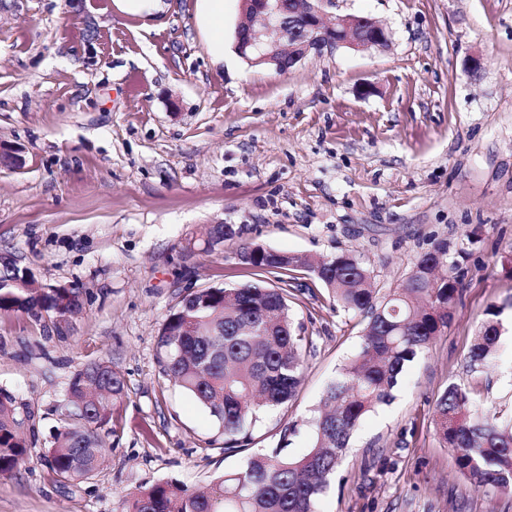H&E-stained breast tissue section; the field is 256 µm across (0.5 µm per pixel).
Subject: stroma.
I'll return each mask as SVG.
<instances>
[{"label": "stroma", "instance_id": "obj_1", "mask_svg": "<svg viewBox=\"0 0 512 512\" xmlns=\"http://www.w3.org/2000/svg\"><path fill=\"white\" fill-rule=\"evenodd\" d=\"M241 0H224L215 62L202 0H160L148 17L112 0H0V253L38 282L82 293L66 324L0 312V389L26 422L28 459L0 475V512H123L161 481L206 485L242 470L219 425L158 362L159 330L186 287L253 281L236 256L258 244L309 260L360 256L396 287L416 256L446 246L464 271L452 318L406 369L394 401L363 419L319 512H512V491L475 490L435 430L438 397L465 387L512 417V0H334L371 17L388 47L312 55L279 74L234 50ZM221 219L244 225L212 253ZM291 315L308 338L288 406L251 432L260 447L295 425L313 442L326 386L360 349L361 315L294 272ZM498 358L465 356L489 306ZM108 361L127 395L101 428L91 479L61 484L45 455L71 377Z\"/></svg>", "mask_w": 512, "mask_h": 512}]
</instances>
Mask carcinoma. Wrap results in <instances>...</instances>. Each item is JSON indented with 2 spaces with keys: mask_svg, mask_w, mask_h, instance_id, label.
<instances>
[{
  "mask_svg": "<svg viewBox=\"0 0 512 512\" xmlns=\"http://www.w3.org/2000/svg\"><path fill=\"white\" fill-rule=\"evenodd\" d=\"M246 262L260 273L285 274L303 267L345 311L367 319L355 357L328 384L323 412L313 420L314 441L300 457L288 454L284 429L276 445L252 452L244 469L203 489L177 481L153 484L129 496L126 512H317L350 439L373 409L389 404L401 376L448 326L463 288L464 273L444 261L435 246L420 253L410 274L385 292L372 287L371 271L354 254L302 260L259 245ZM0 311L68 321L83 311L76 288H45L13 261L0 263ZM466 363L477 372L490 367L501 336L499 310L489 307ZM306 337L290 317L288 281L264 280L232 286L188 288L170 310L157 347L163 372L191 394L218 422L224 452L242 453L252 444L247 427L267 411L291 401L300 387ZM126 396L123 377L97 362L71 378L46 462L62 483L89 479L108 449L98 430L112 420ZM469 392L450 384L435 407L436 432L455 451L459 473L476 489L512 490V421L472 412ZM15 398L0 390V474H10L28 457L20 434Z\"/></svg>",
  "mask_w": 512,
  "mask_h": 512,
  "instance_id": "obj_1",
  "label": "carcinoma"
}]
</instances>
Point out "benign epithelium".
Listing matches in <instances>:
<instances>
[{"label": "benign epithelium", "mask_w": 512, "mask_h": 512, "mask_svg": "<svg viewBox=\"0 0 512 512\" xmlns=\"http://www.w3.org/2000/svg\"><path fill=\"white\" fill-rule=\"evenodd\" d=\"M288 0H248L236 27L239 54L252 64L268 63L285 74L310 55L349 48L369 51L388 46L389 30L369 17L338 15L327 22L332 0H307L289 11Z\"/></svg>", "instance_id": "obj_1"}]
</instances>
